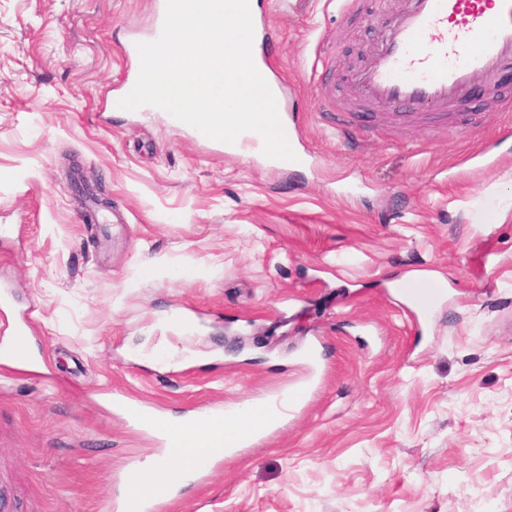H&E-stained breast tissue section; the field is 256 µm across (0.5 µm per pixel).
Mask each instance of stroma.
<instances>
[{"instance_id": "obj_1", "label": "stroma", "mask_w": 512, "mask_h": 512, "mask_svg": "<svg viewBox=\"0 0 512 512\" xmlns=\"http://www.w3.org/2000/svg\"><path fill=\"white\" fill-rule=\"evenodd\" d=\"M255 2L311 164L115 109L160 0H0V331L32 312L40 364L0 355V512H106L166 453L122 402L184 416L308 379L158 512H512V85L437 127L347 112L373 0ZM82 179L123 223H86ZM415 277L445 287L425 315ZM171 119L175 125L188 130L192 138L195 139L196 141L216 147H224V151L228 153L235 152L248 143H257L258 139H262V137L258 133L249 131L248 135L244 136L242 139L237 138L233 144H229L208 138L196 128L175 119L172 115Z\"/></svg>"}]
</instances>
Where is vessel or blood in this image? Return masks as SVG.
<instances>
[{"mask_svg":"<svg viewBox=\"0 0 512 512\" xmlns=\"http://www.w3.org/2000/svg\"><path fill=\"white\" fill-rule=\"evenodd\" d=\"M512 61V0H406L377 43L370 62L354 73L351 99L357 106L455 112L478 85L491 84ZM29 316L0 341L9 358L27 359L20 342ZM133 495L125 512H151L172 479L161 470L135 468L127 476Z\"/></svg>","mask_w":512,"mask_h":512,"instance_id":"vessel-or-blood-1","label":"vessel or blood"}]
</instances>
